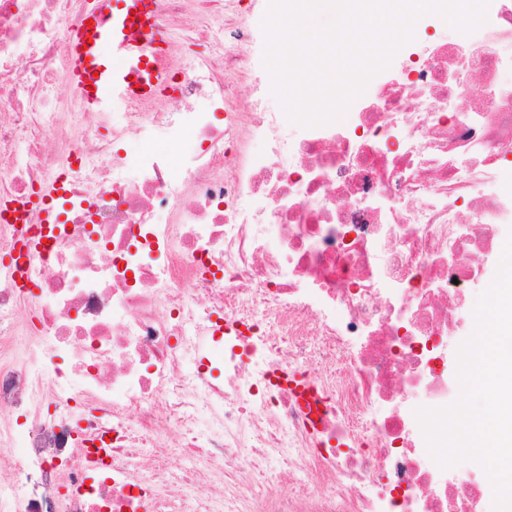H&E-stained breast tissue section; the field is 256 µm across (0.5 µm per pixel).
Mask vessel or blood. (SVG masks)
<instances>
[{
    "label": "vessel or blood",
    "mask_w": 512,
    "mask_h": 512,
    "mask_svg": "<svg viewBox=\"0 0 512 512\" xmlns=\"http://www.w3.org/2000/svg\"><path fill=\"white\" fill-rule=\"evenodd\" d=\"M151 0H97L67 55L63 75L76 86L89 112L156 97L170 75L156 59Z\"/></svg>",
    "instance_id": "obj_1"
}]
</instances>
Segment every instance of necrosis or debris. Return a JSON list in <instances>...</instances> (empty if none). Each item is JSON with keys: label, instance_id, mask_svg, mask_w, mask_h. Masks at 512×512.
Returning <instances> with one entry per match:
<instances>
[{"label": "necrosis or debris", "instance_id": "4bbe7bcc", "mask_svg": "<svg viewBox=\"0 0 512 512\" xmlns=\"http://www.w3.org/2000/svg\"><path fill=\"white\" fill-rule=\"evenodd\" d=\"M90 4L0 0V201L66 191L50 251L0 217V512H486L416 411L458 396L471 257L512 224V0L308 127L263 105L268 0H156L167 89L60 112Z\"/></svg>", "mask_w": 512, "mask_h": 512}]
</instances>
